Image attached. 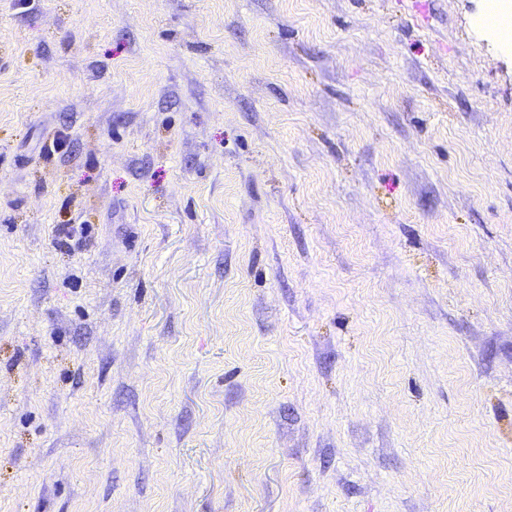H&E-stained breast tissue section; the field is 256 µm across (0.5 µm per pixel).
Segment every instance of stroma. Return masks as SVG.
Segmentation results:
<instances>
[{
  "label": "stroma",
  "mask_w": 512,
  "mask_h": 512,
  "mask_svg": "<svg viewBox=\"0 0 512 512\" xmlns=\"http://www.w3.org/2000/svg\"><path fill=\"white\" fill-rule=\"evenodd\" d=\"M487 3L0 0V512H512Z\"/></svg>",
  "instance_id": "35a3bbf8"
}]
</instances>
